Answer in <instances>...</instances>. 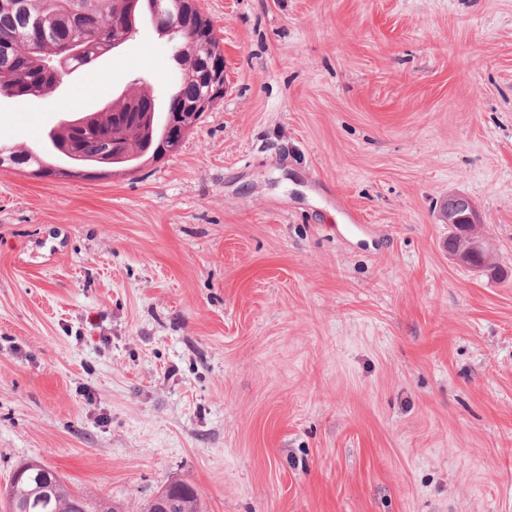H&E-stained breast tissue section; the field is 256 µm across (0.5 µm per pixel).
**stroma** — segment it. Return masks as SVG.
<instances>
[{
	"label": "stroma",
	"mask_w": 512,
	"mask_h": 512,
	"mask_svg": "<svg viewBox=\"0 0 512 512\" xmlns=\"http://www.w3.org/2000/svg\"><path fill=\"white\" fill-rule=\"evenodd\" d=\"M226 89L180 146L70 175L47 131L179 73L133 37L0 169V494L35 461L145 512H512V0H198ZM69 108H61V101ZM474 201L498 271L448 257ZM41 156L28 148L6 147L0 143V168L25 169L34 164L41 167ZM163 490L168 492L170 512H200L199 495L193 485L176 481L166 485L161 491Z\"/></svg>",
	"instance_id": "stroma-1"
}]
</instances>
